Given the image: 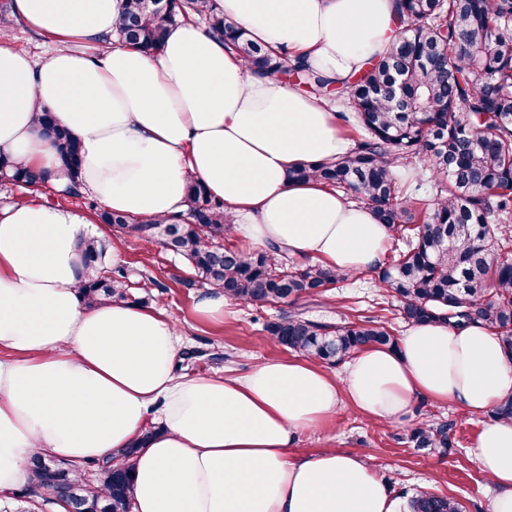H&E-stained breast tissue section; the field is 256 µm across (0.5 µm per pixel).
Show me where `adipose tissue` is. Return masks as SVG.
I'll list each match as a JSON object with an SVG mask.
<instances>
[{"mask_svg": "<svg viewBox=\"0 0 512 512\" xmlns=\"http://www.w3.org/2000/svg\"><path fill=\"white\" fill-rule=\"evenodd\" d=\"M266 48L335 79L365 71L400 36L399 0H218ZM124 0H11L51 50L33 57L0 31V155L54 174L37 117L81 145L83 193L108 211L184 220L201 183L234 217L232 236L345 274L382 265L390 240L364 205L301 162L333 161L351 141L339 105L255 71L195 21L148 54L115 32ZM89 219L30 190L0 208V492L24 485L34 456L76 467L133 458V512H401L354 452L296 450L300 434L349 402L405 422L418 399L491 412L512 393V358L480 324L418 323L396 348L368 346L336 377L296 356L238 375H180L178 323L112 299L87 305L81 249ZM471 453L512 512V421L491 420Z\"/></svg>", "mask_w": 512, "mask_h": 512, "instance_id": "1", "label": "adipose tissue"}]
</instances>
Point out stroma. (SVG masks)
<instances>
[{
	"instance_id": "obj_1",
	"label": "stroma",
	"mask_w": 512,
	"mask_h": 512,
	"mask_svg": "<svg viewBox=\"0 0 512 512\" xmlns=\"http://www.w3.org/2000/svg\"><path fill=\"white\" fill-rule=\"evenodd\" d=\"M92 236L120 240L130 278V301L153 307L179 321L184 350L178 363L182 374H237L269 359H287L291 353L274 342L265 330L276 320L282 306L256 308L233 301L220 322L199 317L195 302L204 285L185 287L192 270L179 255L141 241L120 237L112 226L95 223ZM377 275L365 272L348 276L318 299L295 304V311L326 323H348L367 317L386 323L395 336L408 325L399 316L395 298L380 294ZM449 420L454 424V447L445 454L417 450L408 440L416 421ZM489 415L474 414L452 404L420 400L412 420L388 424L366 418L350 403H342L335 418L322 428L303 435L299 452L310 454L322 448H336L361 454L392 487L395 493L430 490L458 498L466 512H491L494 487L479 470L471 449Z\"/></svg>"
}]
</instances>
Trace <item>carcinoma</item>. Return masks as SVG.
Masks as SVG:
<instances>
[{"label": "carcinoma", "instance_id": "cac0c4a2", "mask_svg": "<svg viewBox=\"0 0 512 512\" xmlns=\"http://www.w3.org/2000/svg\"><path fill=\"white\" fill-rule=\"evenodd\" d=\"M149 0H126L120 34L146 51L159 49L170 26L190 12L206 16L209 30L266 74L302 77L313 91L347 94L350 113H341L358 131L350 152L333 162L301 163L288 170L291 181L317 179L351 192L389 230L409 239L407 249L379 267L378 283L399 302L408 323L435 320L450 326L480 323L501 337L512 354V258L502 250L512 242V0H400L401 36L390 51L355 80L342 82L274 54L249 40L224 17L216 0H169L152 9ZM403 84L407 101L391 95ZM51 128L63 176L57 192L83 194L76 181L80 145L52 115L42 112L39 129ZM415 163L413 176L397 170ZM0 177L28 189L46 187L43 172L0 157ZM434 181V194L421 193ZM188 220L164 224L103 211L99 220L137 240L160 244L182 256L202 281L254 307L293 304L323 295L346 275L281 251L219 249L213 239L229 231L224 202L192 181L187 188ZM108 245L91 237L83 249L89 270L82 294L89 305L117 296L129 298L127 274L112 276ZM281 346L326 363H339L368 345L397 346L381 323L368 319L329 326L299 315L266 325ZM450 422L420 421L408 440L419 450L448 452ZM134 451L123 462H108L97 479L75 477L58 460L39 458L41 471L32 493L56 501L71 487L84 512H131ZM407 512H464L454 497L419 490L406 500Z\"/></svg>", "mask_w": 512, "mask_h": 512}]
</instances>
